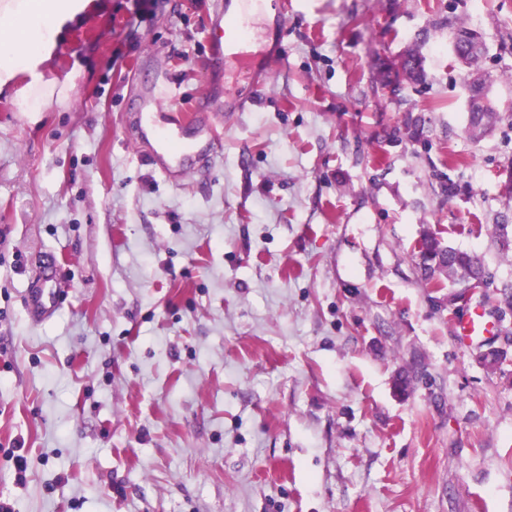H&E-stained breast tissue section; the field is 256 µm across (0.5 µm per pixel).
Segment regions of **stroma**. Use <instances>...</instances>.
<instances>
[{
    "instance_id": "obj_1",
    "label": "stroma",
    "mask_w": 512,
    "mask_h": 512,
    "mask_svg": "<svg viewBox=\"0 0 512 512\" xmlns=\"http://www.w3.org/2000/svg\"><path fill=\"white\" fill-rule=\"evenodd\" d=\"M224 0H93L48 75L0 98V499L12 512H512V0H270L259 75L212 61ZM482 34L503 118L466 132ZM420 46L425 82L383 63ZM223 117L224 149L165 178L129 114ZM423 117L415 139L402 129ZM479 255L427 279L424 231ZM64 297L25 299L42 258ZM482 306L497 336L461 346ZM27 460L18 477L13 451ZM448 26L455 27L453 43L458 56L464 59L465 65L471 69V74H476L468 85L469 117L467 133L471 139L478 140L501 118L500 112H496L488 99V105H479L474 99V92L479 97L482 92L487 98V78L481 72V62L486 53V46L481 34L467 27L463 22L449 21ZM422 246L427 254L423 253L419 258L427 277L438 271L446 274L451 283H463L473 288L486 282L488 271L479 256L444 247L436 237L427 238L426 234L423 236ZM444 248H448V261L434 266V259L443 252ZM60 299L57 288H32L27 298V309L32 319H41L50 313Z\"/></svg>"
}]
</instances>
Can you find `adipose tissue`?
<instances>
[{
  "instance_id": "ef3b65f1",
  "label": "adipose tissue",
  "mask_w": 512,
  "mask_h": 512,
  "mask_svg": "<svg viewBox=\"0 0 512 512\" xmlns=\"http://www.w3.org/2000/svg\"><path fill=\"white\" fill-rule=\"evenodd\" d=\"M89 0H0V96L12 97L19 111L46 112L55 86L44 73L63 26L88 7ZM26 77L18 86V77Z\"/></svg>"
}]
</instances>
